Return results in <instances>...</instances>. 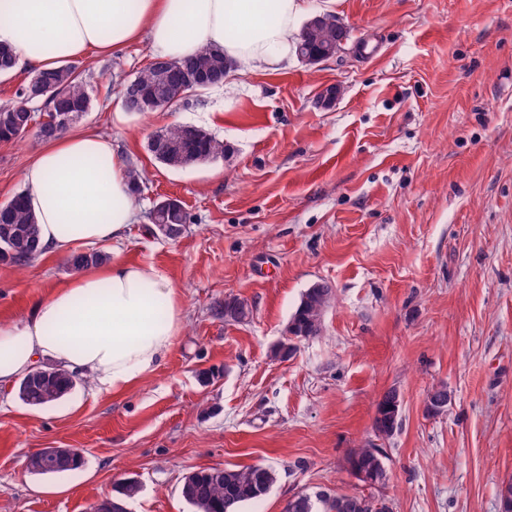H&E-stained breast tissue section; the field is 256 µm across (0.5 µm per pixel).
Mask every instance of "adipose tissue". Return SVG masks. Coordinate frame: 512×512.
Wrapping results in <instances>:
<instances>
[{
    "label": "adipose tissue",
    "instance_id": "adipose-tissue-1",
    "mask_svg": "<svg viewBox=\"0 0 512 512\" xmlns=\"http://www.w3.org/2000/svg\"><path fill=\"white\" fill-rule=\"evenodd\" d=\"M303 0H0V42L16 64L43 70L75 58L119 55L147 40L178 60L211 46L256 73L282 71ZM44 253L122 245L136 212L127 165L110 138L79 130L48 140L23 173ZM187 320L171 279L121 258L54 288L30 317L0 326V388L44 360L121 392L167 358Z\"/></svg>",
    "mask_w": 512,
    "mask_h": 512
}]
</instances>
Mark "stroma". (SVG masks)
I'll return each instance as SVG.
<instances>
[{"label": "stroma", "instance_id": "1", "mask_svg": "<svg viewBox=\"0 0 512 512\" xmlns=\"http://www.w3.org/2000/svg\"><path fill=\"white\" fill-rule=\"evenodd\" d=\"M349 36L332 59L285 72L237 67L165 111H124L147 42L79 59L92 106L75 123L111 137L147 177L123 258L160 266L188 314L154 373L128 391L78 382L34 408L0 389V512H90L133 480L130 512H192L185 473L264 465L276 481L244 512H285L298 494L372 496L391 512H501L512 482V0H306ZM336 97L321 104L320 95ZM193 124L230 145L171 169L152 133ZM42 142L0 144V203L23 191ZM179 199L180 238L146 214ZM59 257L0 264V325L72 280ZM329 285L320 336L272 355L302 293ZM245 300L243 323L213 317ZM452 400L427 414L428 392ZM401 398L390 438L374 419ZM379 445L390 480L362 483L352 454ZM41 448H74L78 469L38 475ZM399 408V395L394 390L385 393L378 402L374 429L379 437H390L393 435L398 424Z\"/></svg>", "mask_w": 512, "mask_h": 512}]
</instances>
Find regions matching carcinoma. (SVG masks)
I'll list each match as a JSON object with an SVG mask.
<instances>
[{"instance_id": "cac0c4a2", "label": "carcinoma", "mask_w": 512, "mask_h": 512, "mask_svg": "<svg viewBox=\"0 0 512 512\" xmlns=\"http://www.w3.org/2000/svg\"><path fill=\"white\" fill-rule=\"evenodd\" d=\"M304 40L303 64L312 66L322 62L329 52H336L348 38L345 26L330 14L317 15L307 21L302 30ZM16 65L14 49L0 44V74L11 73ZM235 69L233 61L224 52L204 47L197 53L180 59L152 60L137 76L125 85L124 106L129 112H154L168 107L178 95L189 98L214 86L224 84V75ZM19 101L0 107V143H14L25 138L30 111L26 104L41 101L55 118L54 131L46 139L58 137L70 127L91 105L87 85L72 65L39 70L21 86ZM147 150L162 165L183 169L224 157L229 146L203 127L191 124H173L153 133L147 141ZM132 193L140 197L146 184L145 172L134 163L128 164ZM24 193L19 192L0 203V262L22 267L38 257L40 229L25 207ZM148 220L163 237L175 240L181 236L180 228L190 223V215L181 201L161 199L148 213ZM108 260L100 251L78 252L66 259L67 268L81 271L99 266ZM333 301L332 289L323 283L307 288L288 322L287 331L300 340L319 335L323 317ZM237 314L217 315L226 322H245L251 313L247 302L234 299ZM77 377L54 367L40 374L29 373L18 383L19 399L31 407L56 404L72 393ZM451 397L448 387L439 384L427 395V411L440 413ZM399 395L391 390L377 405L374 429L380 437H390L397 428L395 412L399 411ZM80 456L57 459L45 452L29 457V469L37 474H53L74 469ZM383 449L361 448L352 461L361 482L372 488H381L389 480ZM276 481L275 472L266 466L205 468L194 471L191 477L193 491L180 490L182 498L194 512H241L247 504L262 499ZM285 512H386V505L373 497L331 495L322 493L316 498L299 494L288 501Z\"/></svg>"}]
</instances>
